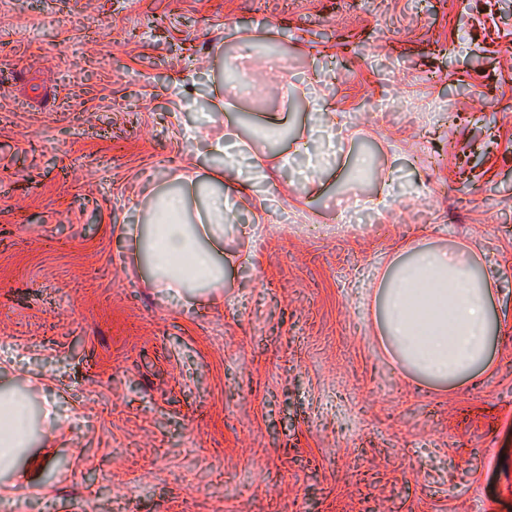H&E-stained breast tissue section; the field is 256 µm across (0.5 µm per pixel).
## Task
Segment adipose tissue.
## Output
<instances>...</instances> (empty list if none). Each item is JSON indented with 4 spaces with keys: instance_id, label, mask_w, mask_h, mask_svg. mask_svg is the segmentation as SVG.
I'll return each mask as SVG.
<instances>
[{
    "instance_id": "obj_1",
    "label": "adipose tissue",
    "mask_w": 512,
    "mask_h": 512,
    "mask_svg": "<svg viewBox=\"0 0 512 512\" xmlns=\"http://www.w3.org/2000/svg\"><path fill=\"white\" fill-rule=\"evenodd\" d=\"M318 114V121L293 149L271 157L242 141L233 153L226 152L222 142L209 143V150L222 154L224 163L213 170L200 209L190 210L186 193L195 175L182 173L178 179L183 190L158 195L149 224L126 226L131 242L148 237L166 254L153 263L155 286L177 295L197 288H223L224 263L219 252L224 230L233 220V192L252 191L268 180L272 168L312 182L335 163L333 139L345 115L324 108ZM477 263L474 249L423 246L414 249L410 261H392L384 272L379 341L415 376L455 383L490 366L495 279L478 269ZM29 442L24 399L0 392L1 473L14 470L19 450Z\"/></svg>"
}]
</instances>
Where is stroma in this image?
Returning <instances> with one entry per match:
<instances>
[{
  "label": "stroma",
  "mask_w": 512,
  "mask_h": 512,
  "mask_svg": "<svg viewBox=\"0 0 512 512\" xmlns=\"http://www.w3.org/2000/svg\"><path fill=\"white\" fill-rule=\"evenodd\" d=\"M322 102L335 165L237 198L222 290L157 288L125 225L221 165L204 142L278 112L291 148ZM420 243L480 245L500 288L492 365L452 387L378 341ZM0 390L22 512H512V0H0ZM24 399L15 393L0 392V472L15 469L17 454L30 442L29 418Z\"/></svg>",
  "instance_id": "35a3bbf8"
}]
</instances>
